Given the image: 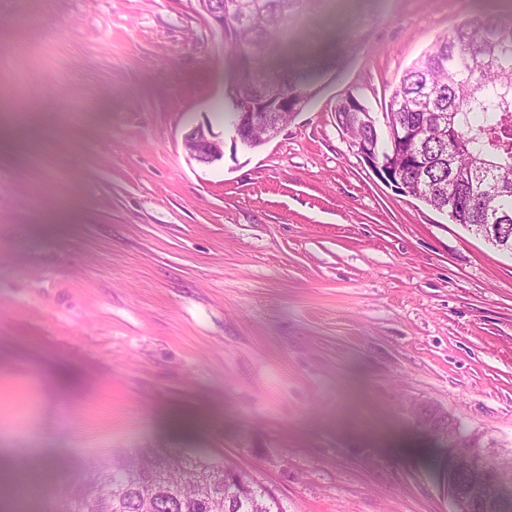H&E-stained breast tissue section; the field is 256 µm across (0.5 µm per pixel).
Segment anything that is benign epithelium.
<instances>
[{"mask_svg":"<svg viewBox=\"0 0 512 512\" xmlns=\"http://www.w3.org/2000/svg\"><path fill=\"white\" fill-rule=\"evenodd\" d=\"M196 12L218 31L224 30V0H195ZM235 61L236 82L252 74L250 54L231 51ZM301 110L297 94L283 89L275 98H270L264 86H259L257 94L239 104L238 121L233 125L235 139L249 148H257L273 139L282 129L277 113ZM184 141L191 144L190 157L197 163L209 166L224 159V140L213 132L211 122L193 126L185 135ZM363 161L384 181L396 183L409 192L401 163L378 160L374 154L362 146L354 145ZM421 421L429 430L448 433V416L433 409L422 412ZM502 449L493 445L481 447L469 435L456 432L454 443L448 447L439 463V484L443 494L451 501L453 512H512V475L505 476L497 468V457ZM136 482L144 489L154 491L167 498L170 503L182 499V493L159 482V473L142 474L133 470Z\"/></svg>","mask_w":512,"mask_h":512,"instance_id":"obj_1","label":"benign epithelium"}]
</instances>
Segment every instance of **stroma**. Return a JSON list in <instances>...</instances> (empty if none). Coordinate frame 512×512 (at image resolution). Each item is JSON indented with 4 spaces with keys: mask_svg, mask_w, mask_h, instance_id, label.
I'll list each match as a JSON object with an SVG mask.
<instances>
[{
    "mask_svg": "<svg viewBox=\"0 0 512 512\" xmlns=\"http://www.w3.org/2000/svg\"><path fill=\"white\" fill-rule=\"evenodd\" d=\"M466 0H307L268 61L320 90L271 141L194 0H0V512L140 449L230 460L284 512H451L433 408L512 448V254L385 183L336 124L386 112ZM211 122L223 160L185 132ZM191 147L186 149L197 163L209 166L224 158V140L213 132L211 122L193 126L185 135L184 143Z\"/></svg>",
    "mask_w": 512,
    "mask_h": 512,
    "instance_id": "stroma-1",
    "label": "stroma"
}]
</instances>
